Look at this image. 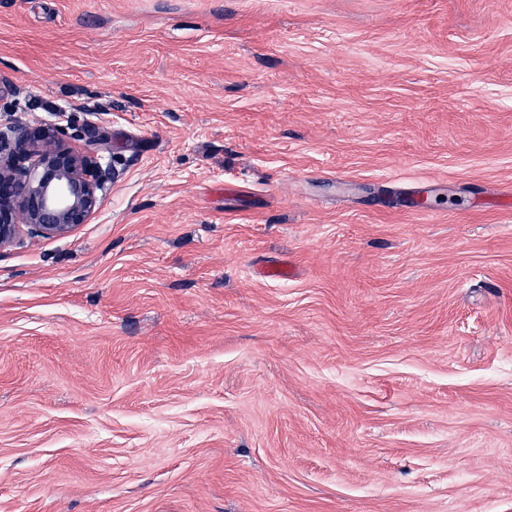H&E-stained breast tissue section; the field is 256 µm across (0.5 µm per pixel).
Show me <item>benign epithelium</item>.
<instances>
[{"mask_svg": "<svg viewBox=\"0 0 512 512\" xmlns=\"http://www.w3.org/2000/svg\"><path fill=\"white\" fill-rule=\"evenodd\" d=\"M0 132V248L26 226L37 236H65L99 205L108 171L56 137L22 126Z\"/></svg>", "mask_w": 512, "mask_h": 512, "instance_id": "benign-epithelium-1", "label": "benign epithelium"}]
</instances>
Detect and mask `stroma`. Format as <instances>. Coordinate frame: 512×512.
Returning a JSON list of instances; mask_svg holds the SVG:
<instances>
[{
    "label": "stroma",
    "instance_id": "stroma-1",
    "mask_svg": "<svg viewBox=\"0 0 512 512\" xmlns=\"http://www.w3.org/2000/svg\"><path fill=\"white\" fill-rule=\"evenodd\" d=\"M0 81L112 174L0 249V512H512V0H0Z\"/></svg>",
    "mask_w": 512,
    "mask_h": 512
}]
</instances>
